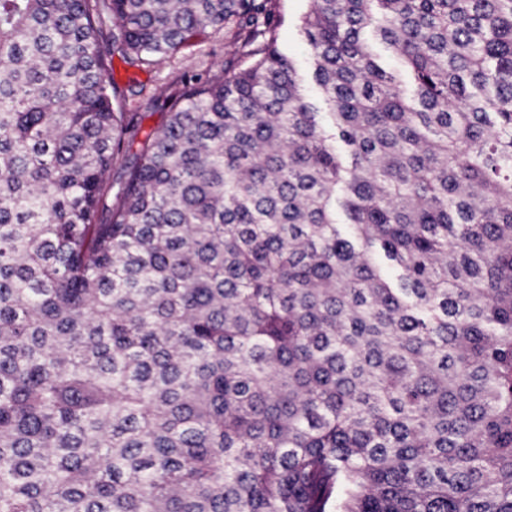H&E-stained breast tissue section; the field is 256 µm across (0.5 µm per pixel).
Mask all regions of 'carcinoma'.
<instances>
[{"mask_svg":"<svg viewBox=\"0 0 512 512\" xmlns=\"http://www.w3.org/2000/svg\"><path fill=\"white\" fill-rule=\"evenodd\" d=\"M278 24L0 0V512H512V0H309L324 119ZM247 30L239 35L235 22L221 30L209 29L150 68L131 66L119 55L113 56L112 74L121 90L119 106L122 112L138 113L140 135L163 123L168 112L165 98L177 91L184 77L210 76L222 67L224 70L239 68L248 49L242 43Z\"/></svg>","mask_w":512,"mask_h":512,"instance_id":"1","label":"carcinoma"}]
</instances>
